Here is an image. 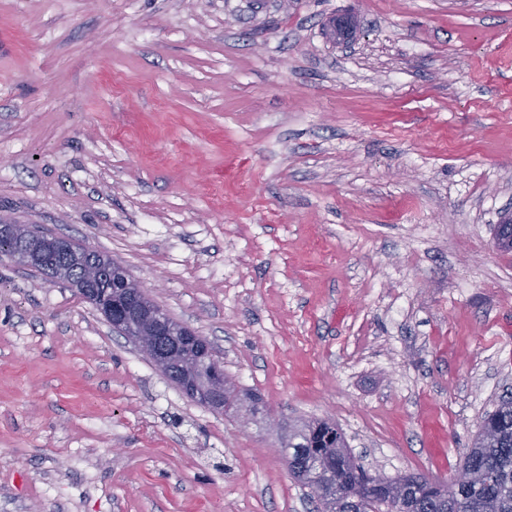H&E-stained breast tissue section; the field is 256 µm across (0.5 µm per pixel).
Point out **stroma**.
I'll list each match as a JSON object with an SVG mask.
<instances>
[{"mask_svg":"<svg viewBox=\"0 0 512 512\" xmlns=\"http://www.w3.org/2000/svg\"><path fill=\"white\" fill-rule=\"evenodd\" d=\"M510 208L512 0H0V214L266 405L239 428L0 256V512H317L272 417L450 479L512 397Z\"/></svg>","mask_w":512,"mask_h":512,"instance_id":"stroma-1","label":"stroma"}]
</instances>
